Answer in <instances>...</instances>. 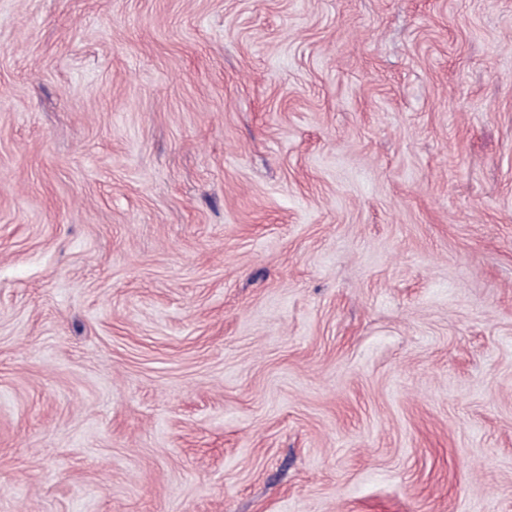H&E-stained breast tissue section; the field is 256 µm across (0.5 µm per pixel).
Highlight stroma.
<instances>
[{
    "mask_svg": "<svg viewBox=\"0 0 512 512\" xmlns=\"http://www.w3.org/2000/svg\"><path fill=\"white\" fill-rule=\"evenodd\" d=\"M0 512H512V0H0Z\"/></svg>",
    "mask_w": 512,
    "mask_h": 512,
    "instance_id": "stroma-1",
    "label": "stroma"
}]
</instances>
